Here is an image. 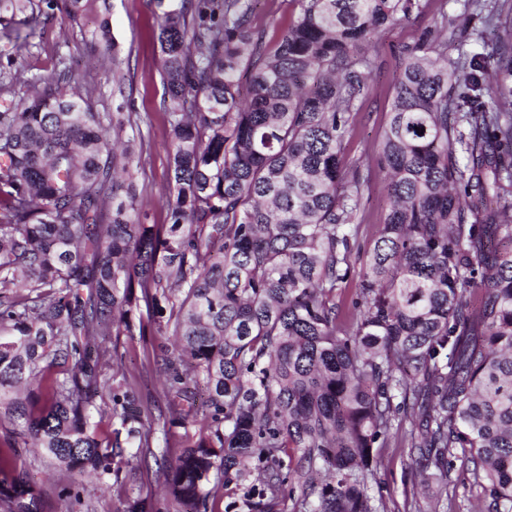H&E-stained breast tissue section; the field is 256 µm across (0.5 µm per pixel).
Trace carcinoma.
Segmentation results:
<instances>
[{
    "label": "carcinoma",
    "instance_id": "1",
    "mask_svg": "<svg viewBox=\"0 0 512 512\" xmlns=\"http://www.w3.org/2000/svg\"><path fill=\"white\" fill-rule=\"evenodd\" d=\"M251 2L156 0L163 224L141 208L133 113L93 111L67 71H0V427L23 443L0 448V512H43L21 453L51 459L73 505L280 512L298 487L292 512H381L373 449L409 402L414 478L437 488L425 512H448L459 451L487 512H512V0L467 4L503 36L458 66L446 19L400 50L377 151L388 209L366 251L365 177L342 169L350 113L377 35L419 0H296L272 51ZM47 9L76 21L84 0H0V25ZM355 277L344 321L336 292ZM120 336L175 338L160 497L127 488L154 429L110 367Z\"/></svg>",
    "mask_w": 512,
    "mask_h": 512
}]
</instances>
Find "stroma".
Segmentation results:
<instances>
[{"label":"stroma","instance_id":"1","mask_svg":"<svg viewBox=\"0 0 512 512\" xmlns=\"http://www.w3.org/2000/svg\"><path fill=\"white\" fill-rule=\"evenodd\" d=\"M421 11L378 37L370 55L369 94L350 119L349 144L343 156L345 173L360 171L367 179L364 187L365 207L360 212L359 239L371 248L387 211L386 180L375 161L377 147L387 124L393 84L399 71V52L413 42L421 28L447 19L449 29L461 31L470 52L482 51L494 42L497 33L485 26H465L462 0H420ZM152 0H109L108 8L100 4L88 7L78 20L54 12L41 21L38 36L26 47L13 49L0 33V70L11 68L33 76L49 73L54 66H71L75 78L92 88V106L97 112L123 109L139 113L145 145L140 167L134 174L141 202L155 223L166 220L169 168L166 142L167 96L162 80L161 50L156 39L157 19ZM297 10L295 0H256L253 24L263 35L267 49L276 43ZM108 20L115 52H106L96 44L94 35L101 20ZM119 67L120 86L107 82L106 74ZM117 362L122 371L135 376L143 397L154 399L156 414L169 417L163 395L162 360L149 354L140 339L121 337ZM20 466L31 480L45 491L46 512H69L71 503L62 493L66 477L49 460L21 457ZM413 461L403 435L391 438L381 451L378 482L372 493L381 499L384 512H419L426 507L429 493L412 476ZM448 497L451 512H485L487 501L480 488L473 486L466 457L455 459L448 474Z\"/></svg>","mask_w":512,"mask_h":512}]
</instances>
